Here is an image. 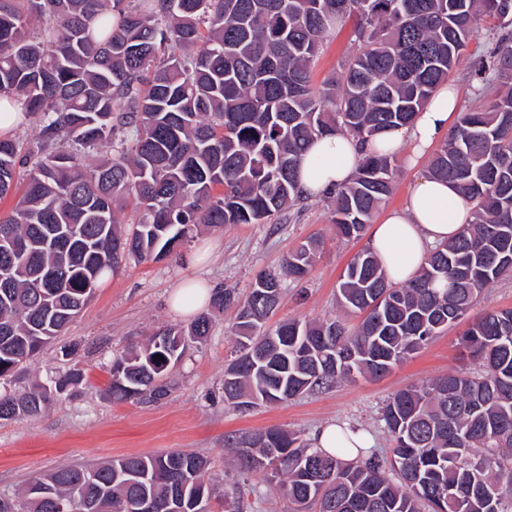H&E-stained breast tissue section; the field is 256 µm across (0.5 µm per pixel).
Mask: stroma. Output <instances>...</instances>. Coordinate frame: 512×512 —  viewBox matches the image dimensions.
<instances>
[{
    "label": "stroma",
    "instance_id": "obj_1",
    "mask_svg": "<svg viewBox=\"0 0 512 512\" xmlns=\"http://www.w3.org/2000/svg\"><path fill=\"white\" fill-rule=\"evenodd\" d=\"M488 43L486 25L478 23L450 74L459 88L462 111L482 103L472 80ZM358 48L352 22L337 26L314 62L313 84L339 76L342 61ZM310 237L322 241L316 264L305 281L284 280L273 320L333 319L341 314L337 305L340 276L367 242L338 238L323 198L303 200L285 210L274 224L203 227L160 261L121 264L56 345L27 363L7 384H0L1 393L33 383L48 384L56 374L72 368L86 375L75 395L56 399L40 417L0 421V497L16 496L31 478L62 465H95L113 458L183 450L207 459L205 479L214 488L212 508L224 512L225 497L236 493V466L224 449L228 437L280 427L306 441L330 420L367 430L374 452L388 455L391 441L380 418L385 400L410 384L469 368L461 355L460 339L485 311L512 308V279L494 283L463 319L378 379L341 382L283 405L246 412L225 407L224 368L234 355L237 338L229 329L230 314L223 312L215 314L204 344L190 346L171 372L172 392L166 401L116 402L107 392L113 352L143 343L159 327L183 324V316L173 312L168 302L181 280L198 277L215 288H234L243 294L257 276L278 268L283 256ZM206 243L213 247L211 258L199 266L189 264V256ZM70 344L77 345V353L61 357L60 346Z\"/></svg>",
    "mask_w": 512,
    "mask_h": 512
}]
</instances>
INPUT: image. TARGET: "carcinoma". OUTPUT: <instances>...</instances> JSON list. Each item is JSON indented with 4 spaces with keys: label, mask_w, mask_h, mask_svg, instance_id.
I'll return each mask as SVG.
<instances>
[{
    "label": "carcinoma",
    "mask_w": 512,
    "mask_h": 512,
    "mask_svg": "<svg viewBox=\"0 0 512 512\" xmlns=\"http://www.w3.org/2000/svg\"><path fill=\"white\" fill-rule=\"evenodd\" d=\"M483 18L493 47L477 76L496 93L462 113L430 168L472 204L471 222L402 285L370 250L354 255L338 285L341 307L363 316L353 329L296 319L264 328L277 274L244 296L216 292L212 308L234 314L224 405L237 411L377 379L512 275V20L502 0H0V95L24 100L43 140L32 154L0 136V199L26 169L23 195L0 215V379L64 335L121 259L162 260L198 224L274 223L301 199L296 170L314 137L364 141L410 124ZM347 20L362 49L318 88L311 64ZM395 174L387 155L362 161L332 197L337 235H363ZM127 200L140 218L124 230L117 203ZM319 247L289 253L288 276L304 279ZM211 327L201 313L113 354L112 398L166 399L170 371ZM460 345L479 370L387 399V456L344 463L282 429L227 445L290 512H512V309L485 312ZM84 380L73 369L1 393L0 421L37 417ZM206 470L181 450L64 465L0 497V512H55L59 501L73 512H139L145 498L154 512H213Z\"/></svg>",
    "instance_id": "carcinoma-1"
}]
</instances>
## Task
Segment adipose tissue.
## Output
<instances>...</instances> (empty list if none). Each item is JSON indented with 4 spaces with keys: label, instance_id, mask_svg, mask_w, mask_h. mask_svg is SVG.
Instances as JSON below:
<instances>
[{
    "label": "adipose tissue",
    "instance_id": "obj_1",
    "mask_svg": "<svg viewBox=\"0 0 512 512\" xmlns=\"http://www.w3.org/2000/svg\"><path fill=\"white\" fill-rule=\"evenodd\" d=\"M459 112L454 82L443 83L411 124L391 128L362 142L336 133L316 138L304 152L298 184L303 197L319 198L338 191L355 176L369 154L409 152L421 157L449 131ZM471 206L446 180L423 174L403 204L372 225L368 246L379 258L392 284L415 278L430 251L457 237L471 219ZM313 447L344 462H356L372 447L366 431L346 423H329L312 435Z\"/></svg>",
    "mask_w": 512,
    "mask_h": 512
}]
</instances>
